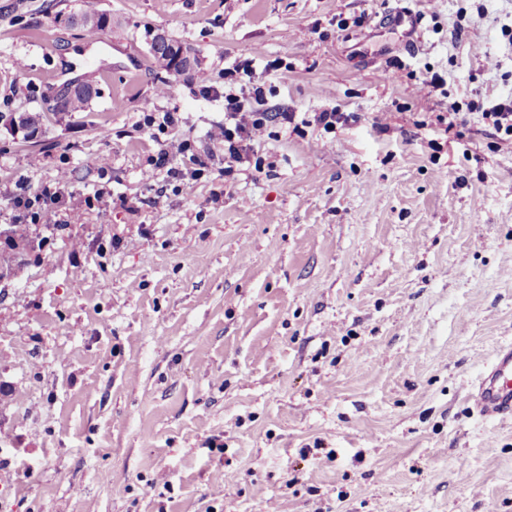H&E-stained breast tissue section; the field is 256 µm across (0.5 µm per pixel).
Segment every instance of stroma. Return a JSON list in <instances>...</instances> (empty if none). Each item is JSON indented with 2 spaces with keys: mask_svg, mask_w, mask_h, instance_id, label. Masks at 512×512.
Segmentation results:
<instances>
[{
  "mask_svg": "<svg viewBox=\"0 0 512 512\" xmlns=\"http://www.w3.org/2000/svg\"><path fill=\"white\" fill-rule=\"evenodd\" d=\"M56 2L0 0L1 114L98 91L34 148L0 122V208L73 172L0 253V512H512V423L468 402L512 343V147L436 120L512 98V0H431L411 49L383 20L419 0H99L116 27L93 45ZM150 29L199 69H158ZM244 59L279 60L269 106L348 124L268 128L262 172L225 179L201 90ZM428 68L445 85L415 94ZM161 112L178 123L143 129ZM171 137L211 170L192 195L144 177ZM78 85L80 84L72 85L71 89L82 87ZM96 95L97 90L89 83L84 85L81 90L56 92L48 111L53 112V115L59 112H86ZM310 119L303 118L301 124L315 125L323 129L326 133H335L338 125H346L350 118L344 112H336V109L324 110L322 112H314Z\"/></svg>",
  "mask_w": 512,
  "mask_h": 512,
  "instance_id": "35a3bbf8",
  "label": "stroma"
}]
</instances>
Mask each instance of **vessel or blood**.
Listing matches in <instances>:
<instances>
[{
    "label": "vessel or blood",
    "instance_id": "vessel-or-blood-1",
    "mask_svg": "<svg viewBox=\"0 0 512 512\" xmlns=\"http://www.w3.org/2000/svg\"><path fill=\"white\" fill-rule=\"evenodd\" d=\"M469 399L479 416L512 421V344L496 350L491 366L473 385Z\"/></svg>",
    "mask_w": 512,
    "mask_h": 512
}]
</instances>
